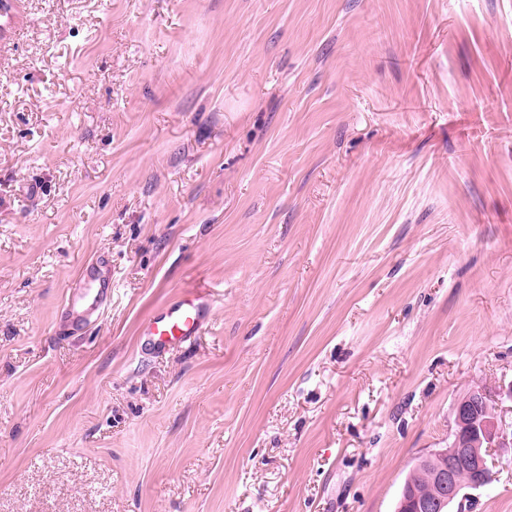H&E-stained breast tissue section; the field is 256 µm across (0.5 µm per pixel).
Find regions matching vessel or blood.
<instances>
[{
  "label": "vessel or blood",
  "mask_w": 512,
  "mask_h": 512,
  "mask_svg": "<svg viewBox=\"0 0 512 512\" xmlns=\"http://www.w3.org/2000/svg\"><path fill=\"white\" fill-rule=\"evenodd\" d=\"M112 300V278L105 263L84 267L66 299V314L80 323ZM213 301L199 289L180 292L141 325L142 351L161 354L182 347L200 335L209 322Z\"/></svg>",
  "instance_id": "1"
}]
</instances>
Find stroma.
Segmentation results:
<instances>
[{"label":"stroma","mask_w":512,"mask_h":512,"mask_svg":"<svg viewBox=\"0 0 512 512\" xmlns=\"http://www.w3.org/2000/svg\"><path fill=\"white\" fill-rule=\"evenodd\" d=\"M17 4L0 512H395L458 398L512 384V0ZM183 288L210 325L142 354ZM493 473L472 512H512ZM111 300L112 277L107 271V264L102 261L87 265L66 299V314L72 320V325H77Z\"/></svg>","instance_id":"stroma-1"}]
</instances>
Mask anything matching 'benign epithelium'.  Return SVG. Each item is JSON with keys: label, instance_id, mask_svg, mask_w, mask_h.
<instances>
[{"label": "benign epithelium", "instance_id": "obj_1", "mask_svg": "<svg viewBox=\"0 0 512 512\" xmlns=\"http://www.w3.org/2000/svg\"><path fill=\"white\" fill-rule=\"evenodd\" d=\"M452 440L447 448L432 456L439 460L433 494L420 497L413 487L404 486L397 512H446L459 502L464 489H486L493 475L481 445L488 448L512 446V436L503 429L493 396L474 388L457 401L453 412Z\"/></svg>", "mask_w": 512, "mask_h": 512}]
</instances>
